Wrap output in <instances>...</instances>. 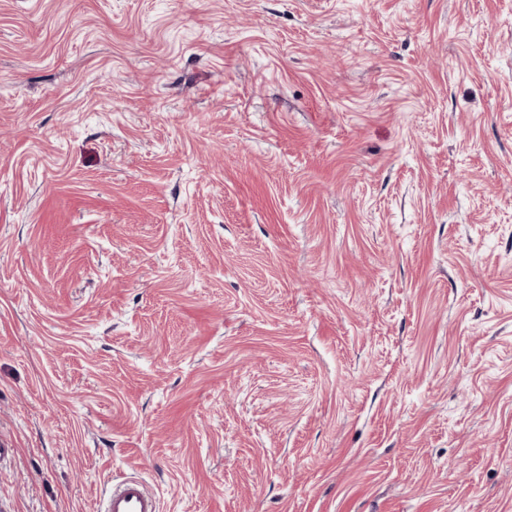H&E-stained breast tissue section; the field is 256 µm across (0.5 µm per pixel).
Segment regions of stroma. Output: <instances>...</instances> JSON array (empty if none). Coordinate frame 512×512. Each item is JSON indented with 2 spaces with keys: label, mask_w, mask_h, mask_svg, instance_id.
<instances>
[{
  "label": "stroma",
  "mask_w": 512,
  "mask_h": 512,
  "mask_svg": "<svg viewBox=\"0 0 512 512\" xmlns=\"http://www.w3.org/2000/svg\"><path fill=\"white\" fill-rule=\"evenodd\" d=\"M0 512H512V0H0ZM101 512H160L158 497L138 478H126L105 498Z\"/></svg>",
  "instance_id": "1"
}]
</instances>
